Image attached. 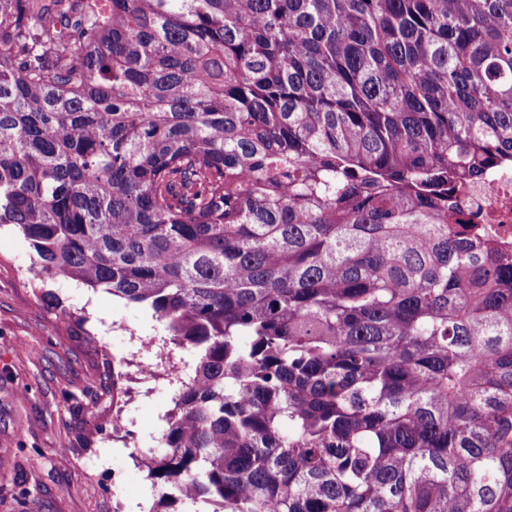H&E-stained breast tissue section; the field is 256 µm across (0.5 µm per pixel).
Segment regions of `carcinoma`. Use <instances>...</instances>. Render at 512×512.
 I'll return each mask as SVG.
<instances>
[{
	"instance_id": "obj_1",
	"label": "carcinoma",
	"mask_w": 512,
	"mask_h": 512,
	"mask_svg": "<svg viewBox=\"0 0 512 512\" xmlns=\"http://www.w3.org/2000/svg\"><path fill=\"white\" fill-rule=\"evenodd\" d=\"M512 0H0V224L195 350L203 512H512ZM482 238L512 246V168L496 169L460 196Z\"/></svg>"
}]
</instances>
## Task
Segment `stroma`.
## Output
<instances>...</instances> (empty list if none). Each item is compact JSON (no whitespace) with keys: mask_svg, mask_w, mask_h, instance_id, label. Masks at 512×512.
I'll list each match as a JSON object with an SVG mask.
<instances>
[{"mask_svg":"<svg viewBox=\"0 0 512 512\" xmlns=\"http://www.w3.org/2000/svg\"><path fill=\"white\" fill-rule=\"evenodd\" d=\"M195 364L152 311L40 274L0 226V512H163L146 464Z\"/></svg>","mask_w":512,"mask_h":512,"instance_id":"1","label":"stroma"}]
</instances>
